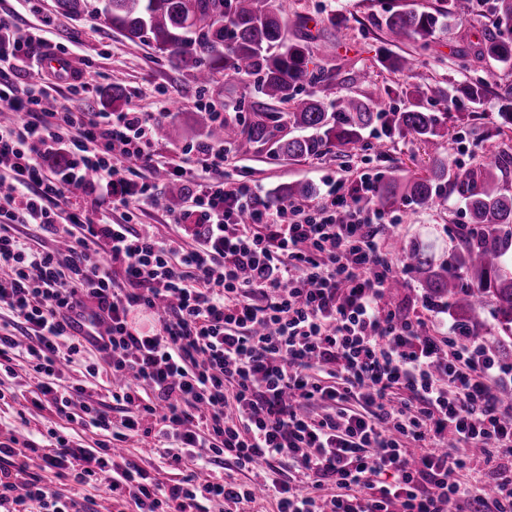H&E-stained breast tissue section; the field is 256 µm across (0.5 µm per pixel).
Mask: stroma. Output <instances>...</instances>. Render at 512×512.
<instances>
[{"mask_svg":"<svg viewBox=\"0 0 512 512\" xmlns=\"http://www.w3.org/2000/svg\"><path fill=\"white\" fill-rule=\"evenodd\" d=\"M284 17L302 18L303 25L290 28V39L305 40L313 59L318 63L321 82L307 85V92L331 102L343 96H366L378 101L381 110L390 102L386 87L408 82L405 74L383 71L378 63L381 54L391 48L382 27L390 13L434 6L436 0H272ZM91 12L70 16L60 12L56 0H0V11L13 12L21 28L39 24L50 16L55 27L49 36L53 43H72L70 61L75 70L94 76L96 86L119 85L129 94V109L164 114L168 128L167 140L155 142L153 150L167 159H176L183 166H192L196 156L189 146L204 143L201 130L194 123L199 104L214 102L221 112L239 114L248 119L253 108L263 107L277 116L275 137L257 146L251 153L229 151L224 172L234 179H245L259 187L271 204H278L283 187L291 183L312 185L314 196H321L327 181L345 175L346 171L366 168L378 173L381 180L397 176L409 178L424 173L431 158L442 154L456 158L465 166H474L483 154L512 151V137L499 134L498 112L503 94L512 89V66L491 59L472 56L470 50L489 23L488 15L463 23L451 24L437 31L428 47L409 40L397 45L398 53L410 54L417 60L423 75L424 88L441 85L459 86L492 70L497 83L492 86L480 108H471L466 99L448 104L430 98L422 103L437 112L445 128L456 125L461 112H472L471 132L464 140L445 137L438 143L424 144L412 136H393L383 141L381 152L364 155L361 149L335 145L315 157L290 159L278 151L280 137L298 135V128L288 124L285 106L264 99L255 78L231 80L217 73L207 89H199L181 72L174 70L164 54L151 41L133 43L112 29L103 16L94 12L100 0H89ZM387 215L399 218L397 235L386 236L384 249L397 256V242L404 239L422 245L435 261L447 260L461 224L468 216L464 200L458 195L443 196L441 205L431 208L401 202L387 207ZM34 380L25 375L11 377L0 373V442L6 435L18 441L39 440L47 428L58 429L72 445L94 448L111 442L110 433L83 428L77 420L86 404H111L112 399L102 386L87 385L84 393L73 398L74 421L60 418L49 409L33 405ZM126 458L146 467L162 480L177 478V471L167 469L152 438L143 433L129 434L123 444Z\"/></svg>","mask_w":512,"mask_h":512,"instance_id":"1","label":"stroma"}]
</instances>
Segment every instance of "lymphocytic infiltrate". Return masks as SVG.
Listing matches in <instances>:
<instances>
[{
    "label": "lymphocytic infiltrate",
    "mask_w": 512,
    "mask_h": 512,
    "mask_svg": "<svg viewBox=\"0 0 512 512\" xmlns=\"http://www.w3.org/2000/svg\"><path fill=\"white\" fill-rule=\"evenodd\" d=\"M52 29L22 31L0 14V360L19 354L47 405L69 416L64 366L86 353L91 377L121 381L122 413L85 407L90 427L154 433L181 479L160 481L117 460L113 448L0 442V512H79L42 472L85 485L106 475L113 502L138 512H207L256 489L278 512H512V414L500 390L512 378L479 341L434 336L415 310L389 302L404 267L383 250L391 224L375 204L379 177L364 170L333 182L315 203L266 205L256 188L221 174L224 146L198 148V165L165 167L153 153L155 121L143 112L47 108L54 74L39 47ZM38 69L25 90L6 79L24 61ZM61 154L64 163L45 167ZM165 170L191 185L177 224L194 242L114 224L106 212L155 200L135 170ZM96 182L98 201L81 191ZM34 228L38 244L24 242ZM152 314L140 330L131 316ZM109 320L108 344L69 331L71 315ZM258 471L257 483L198 481L192 467L225 457ZM289 457L310 484L294 495L275 476ZM38 472H31L30 460ZM482 479L460 483L458 472ZM340 494L323 497L325 485Z\"/></svg>",
    "instance_id": "lymphocytic-infiltrate-1"
}]
</instances>
